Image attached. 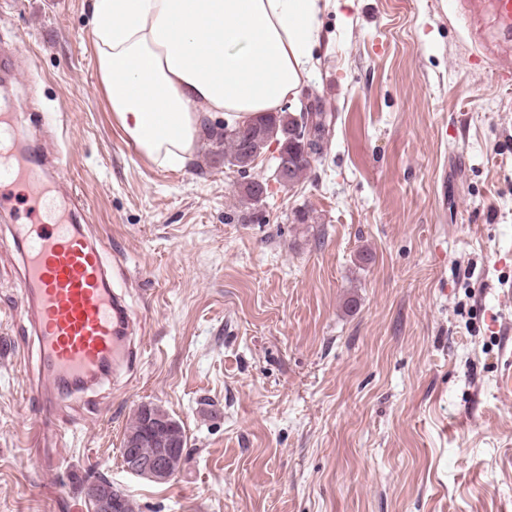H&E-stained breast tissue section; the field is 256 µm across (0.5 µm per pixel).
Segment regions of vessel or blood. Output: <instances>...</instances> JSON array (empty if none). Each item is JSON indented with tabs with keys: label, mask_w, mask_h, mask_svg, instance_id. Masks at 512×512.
Listing matches in <instances>:
<instances>
[{
	"label": "vessel or blood",
	"mask_w": 512,
	"mask_h": 512,
	"mask_svg": "<svg viewBox=\"0 0 512 512\" xmlns=\"http://www.w3.org/2000/svg\"><path fill=\"white\" fill-rule=\"evenodd\" d=\"M61 167L25 152L0 168V208L18 191L31 202L16 214L12 239L23 268V313L35 323L45 375L38 397L49 411L137 353L123 331L129 316L112 292L101 246L58 213L51 186Z\"/></svg>",
	"instance_id": "obj_1"
}]
</instances>
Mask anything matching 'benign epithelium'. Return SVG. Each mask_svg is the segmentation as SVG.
Instances as JSON below:
<instances>
[{
	"mask_svg": "<svg viewBox=\"0 0 512 512\" xmlns=\"http://www.w3.org/2000/svg\"><path fill=\"white\" fill-rule=\"evenodd\" d=\"M318 105L302 103L303 121L297 126L295 135L302 148L303 157L313 160L314 143L317 134L314 129L313 113ZM143 418V431L127 435L124 441V467L144 479L165 483L175 478L184 468L186 455L182 444L177 441V422L168 416V411L158 404H143L139 407ZM151 440L160 445L152 453L142 450L145 441ZM84 495L94 504V512H124L126 499L106 478H98L88 483Z\"/></svg>",
	"mask_w": 512,
	"mask_h": 512,
	"instance_id": "1",
	"label": "benign epithelium"
}]
</instances>
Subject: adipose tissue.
<instances>
[{
	"label": "adipose tissue",
	"instance_id": "adipose-tissue-1",
	"mask_svg": "<svg viewBox=\"0 0 512 512\" xmlns=\"http://www.w3.org/2000/svg\"><path fill=\"white\" fill-rule=\"evenodd\" d=\"M319 13V0H94L97 70L114 118L156 166H184L207 113L239 122L297 90Z\"/></svg>",
	"mask_w": 512,
	"mask_h": 512
}]
</instances>
